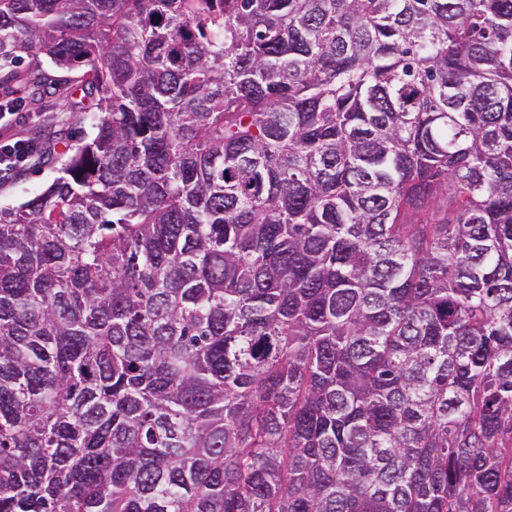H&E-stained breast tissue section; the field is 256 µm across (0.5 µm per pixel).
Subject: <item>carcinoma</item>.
<instances>
[{"label":"carcinoma","mask_w":512,"mask_h":512,"mask_svg":"<svg viewBox=\"0 0 512 512\" xmlns=\"http://www.w3.org/2000/svg\"><path fill=\"white\" fill-rule=\"evenodd\" d=\"M39 54L0 512H512V0H0ZM21 74L35 72L44 77V94L38 108L28 104L26 90L19 82L0 86V170L25 162L36 145L40 151L14 170L0 171V203L19 204L42 193L62 175V167L73 149L96 133V111L70 112L67 102L81 96L82 68L62 70L47 58L25 57L17 66ZM6 114H3V113ZM13 143V144H12ZM8 144V145H5ZM12 144V145H10Z\"/></svg>","instance_id":"obj_1"}]
</instances>
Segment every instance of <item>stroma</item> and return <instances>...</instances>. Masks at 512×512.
Masks as SVG:
<instances>
[{
	"mask_svg": "<svg viewBox=\"0 0 512 512\" xmlns=\"http://www.w3.org/2000/svg\"><path fill=\"white\" fill-rule=\"evenodd\" d=\"M17 69L45 79L38 107H30L21 83L0 86V146L24 138L40 150L22 166L0 171V203L19 204L42 193L60 176L73 149L96 133L95 112L69 111V100L81 96V69L56 68L45 57H27Z\"/></svg>",
	"mask_w": 512,
	"mask_h": 512,
	"instance_id": "obj_1",
	"label": "stroma"
}]
</instances>
